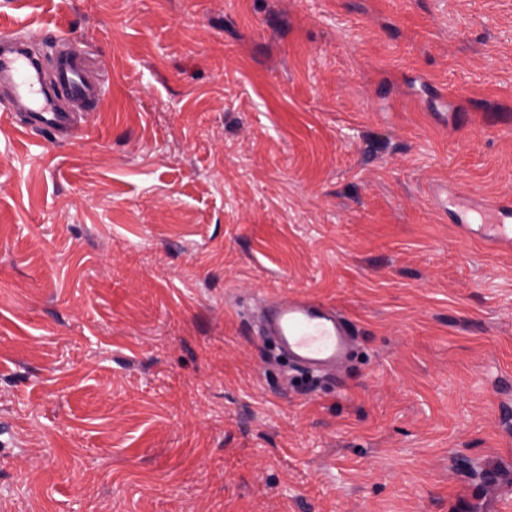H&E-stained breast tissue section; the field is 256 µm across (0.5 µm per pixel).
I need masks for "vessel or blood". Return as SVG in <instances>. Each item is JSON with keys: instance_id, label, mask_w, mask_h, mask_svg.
<instances>
[{"instance_id": "obj_1", "label": "vessel or blood", "mask_w": 512, "mask_h": 512, "mask_svg": "<svg viewBox=\"0 0 512 512\" xmlns=\"http://www.w3.org/2000/svg\"><path fill=\"white\" fill-rule=\"evenodd\" d=\"M0 84L8 86L24 108L16 115L19 131L38 127L53 135H68L75 129L76 115L69 102L98 103L105 95L103 83L90 74L82 56L67 51L58 58L51 77H44L41 59L12 29L0 31ZM436 205L454 216L457 223H480L499 243H512V195L494 202L465 200L450 194L444 182L435 183ZM262 335L274 339L278 349L294 366L311 376H332L347 361L353 341V326L333 306L305 296H281L264 306Z\"/></svg>"}]
</instances>
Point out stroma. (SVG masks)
Returning a JSON list of instances; mask_svg holds the SVG:
<instances>
[{"mask_svg": "<svg viewBox=\"0 0 512 512\" xmlns=\"http://www.w3.org/2000/svg\"><path fill=\"white\" fill-rule=\"evenodd\" d=\"M103 100L66 140L0 93V512H493L512 475V244L431 182L512 189V0H0ZM272 293L359 329L271 359Z\"/></svg>", "mask_w": 512, "mask_h": 512, "instance_id": "obj_1", "label": "stroma"}]
</instances>
